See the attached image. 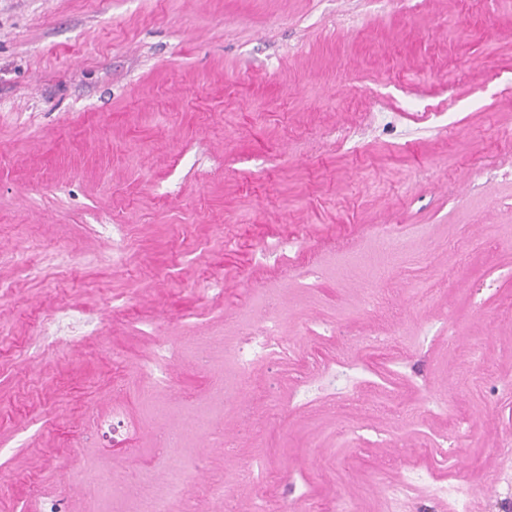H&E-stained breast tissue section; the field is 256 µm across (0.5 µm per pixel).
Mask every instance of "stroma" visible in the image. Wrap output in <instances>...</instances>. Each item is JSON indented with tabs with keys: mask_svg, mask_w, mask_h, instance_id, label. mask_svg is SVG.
Here are the masks:
<instances>
[{
	"mask_svg": "<svg viewBox=\"0 0 512 512\" xmlns=\"http://www.w3.org/2000/svg\"><path fill=\"white\" fill-rule=\"evenodd\" d=\"M483 164L512 167V0H0V251L74 260L0 264V512H116L105 477L173 468L202 512L337 507L443 437L462 476L418 485L413 512H500L512 177ZM95 224L125 226L121 268ZM264 294L303 372L238 376ZM75 306L97 347L43 349L39 320ZM164 340L184 355L154 394L139 370ZM259 455L276 484L210 505L206 483Z\"/></svg>",
	"mask_w": 512,
	"mask_h": 512,
	"instance_id": "stroma-1",
	"label": "stroma"
}]
</instances>
